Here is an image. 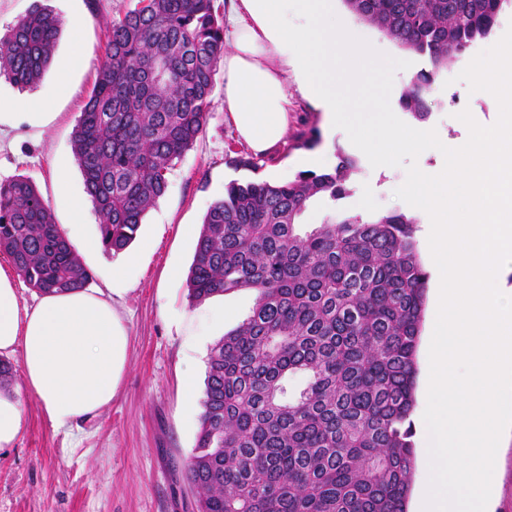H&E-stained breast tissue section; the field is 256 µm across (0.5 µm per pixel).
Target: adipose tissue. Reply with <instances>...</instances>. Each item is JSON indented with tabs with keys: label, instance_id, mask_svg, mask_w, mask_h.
<instances>
[{
	"label": "adipose tissue",
	"instance_id": "adipose-tissue-1",
	"mask_svg": "<svg viewBox=\"0 0 512 512\" xmlns=\"http://www.w3.org/2000/svg\"><path fill=\"white\" fill-rule=\"evenodd\" d=\"M219 63L224 112L263 154L284 142L289 84L379 167L422 148L437 166L415 171L400 191L423 214L435 289L427 334L421 438L429 466L415 512H487L493 492L504 378L512 371V113L473 124L464 138L405 124L383 101L350 112L355 73L377 60L362 25L336 0H229ZM113 269L107 290L46 292L21 304L0 266V354L20 353L25 386L59 431L111 403L124 372L128 336L113 303L126 283Z\"/></svg>",
	"mask_w": 512,
	"mask_h": 512
}]
</instances>
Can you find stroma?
<instances>
[{"mask_svg": "<svg viewBox=\"0 0 512 512\" xmlns=\"http://www.w3.org/2000/svg\"><path fill=\"white\" fill-rule=\"evenodd\" d=\"M38 3L60 19L53 61L32 89L1 77L0 102L12 107L26 101L27 111L50 113L51 120L40 131L21 120L0 131V181L28 177L77 248L98 235L99 219L90 210L80 224L71 222V201L86 196L73 132L105 59V24L130 0H0V34ZM509 30L512 13L507 11L488 38L448 62L428 91V126L451 132L460 116L488 122L502 111L499 99L483 92L479 70L484 60L498 56ZM368 45L392 62L368 72L364 93L348 106L352 112L370 111L372 94L397 105L422 68L418 57L376 28L368 30ZM288 92L292 106L285 141L260 159L225 118L224 77L216 75L205 131L167 172L166 191L146 213L134 242L118 253L85 256L94 289L105 287L112 269L124 265L128 256L138 258L128 272V290L118 301L128 360L110 404L82 420L74 433L56 431L25 389L20 353L9 355L14 374L6 386L20 393L24 429L13 447L0 450V512H196L186 465L196 443L208 355L250 314L255 297L236 292L194 303L187 296L186 278L203 217L223 198L227 183H280L285 176L310 170L311 157L325 141L322 114L296 85H289ZM333 149L358 161L348 180L351 193L336 204L314 201L303 224L321 223L334 212H361L366 198L373 213L402 210L394 183L433 161L427 151L401 153L384 175L350 141L336 138ZM61 164L67 168L63 190L57 187ZM190 386L197 395L193 403L187 399ZM504 392L505 422L490 512H512V378Z\"/></svg>", "mask_w": 512, "mask_h": 512, "instance_id": "35a3bbf8", "label": "stroma"}]
</instances>
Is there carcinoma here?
Masks as SVG:
<instances>
[{"mask_svg":"<svg viewBox=\"0 0 512 512\" xmlns=\"http://www.w3.org/2000/svg\"><path fill=\"white\" fill-rule=\"evenodd\" d=\"M425 58L399 100L419 121L448 59L487 38L512 0H343ZM59 36L35 5L0 35V76L35 86ZM106 60L74 136L105 251L125 249L166 190V172L203 134L224 56L214 0H137L104 28ZM296 179L229 183L206 213L187 279L194 302L247 290L251 314L211 349L187 480L197 512H407L414 473L415 354L427 273L403 213L329 215L354 158ZM0 250L40 292L92 273L32 181L0 183ZM302 375L296 390L290 379Z\"/></svg>","mask_w":512,"mask_h":512,"instance_id":"cac0c4a2","label":"carcinoma"}]
</instances>
